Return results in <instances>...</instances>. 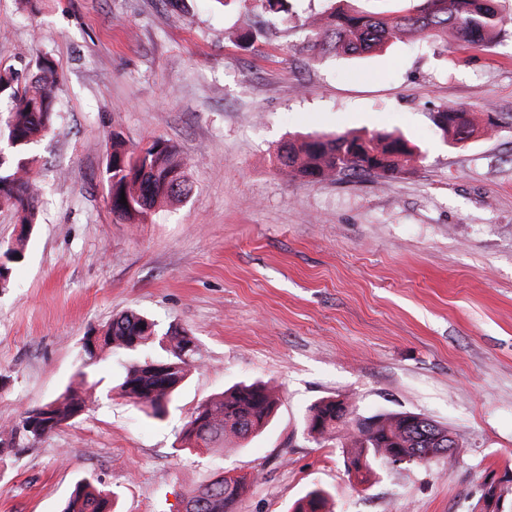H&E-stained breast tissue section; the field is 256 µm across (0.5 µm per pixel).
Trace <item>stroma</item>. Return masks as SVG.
Masks as SVG:
<instances>
[{"label": "stroma", "instance_id": "stroma-1", "mask_svg": "<svg viewBox=\"0 0 512 512\" xmlns=\"http://www.w3.org/2000/svg\"><path fill=\"white\" fill-rule=\"evenodd\" d=\"M331 5L288 0L272 19L262 0H0V65L24 78L45 55L59 73L33 148L38 222L0 289V425L60 394L84 336L122 312L199 348L160 421L115 392L122 357L97 364L88 410L0 454V512H61L85 478L118 512H183L218 471L245 479L236 512H290L314 488L333 512H480L487 476L512 471V0L485 46L441 37L316 58L307 27ZM448 104L480 134L448 145L434 124ZM347 132L404 134L422 158L390 178L280 172L289 140ZM115 133L174 144L191 194L116 221ZM254 381L280 395L262 434L176 449L201 403ZM334 396L424 415L460 446L359 483L304 429Z\"/></svg>", "mask_w": 512, "mask_h": 512}]
</instances>
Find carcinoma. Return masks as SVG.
Here are the masks:
<instances>
[{"label":"carcinoma","instance_id":"1","mask_svg":"<svg viewBox=\"0 0 512 512\" xmlns=\"http://www.w3.org/2000/svg\"><path fill=\"white\" fill-rule=\"evenodd\" d=\"M338 2L308 25V42L318 55L382 51L394 39L428 41L448 32L460 47L482 46L503 26L496 0H421L420 5L410 4L392 15L359 10L355 0ZM35 68L22 82L13 68L0 67V104L8 106L6 138L13 140L0 159V204L14 208L27 230L36 223L38 202V187L32 178L37 159L32 147L52 127V86L57 75L49 58L37 59ZM436 127L450 144L475 132L469 110L460 105L444 108ZM418 155V148L402 136L343 133L290 140L278 161L280 170L289 176L320 182L340 175H390ZM105 181L112 214L129 224L143 223L163 203L180 201L192 190L185 163L174 146L156 139L128 149L118 133L112 135ZM122 198L126 203H120ZM24 239L19 236L16 244L3 251L6 261L0 264V288L10 282V263L23 257ZM185 336V331H174L161 338L155 323L134 311L113 318L95 342L83 344V364L68 387L55 399L29 408L18 420L1 426L0 445L5 435L32 445L41 442L26 433L33 413L51 415L54 423L49 434L69 424L88 406L87 392L94 383L86 368L106 353L128 358L118 384L121 394L146 415L163 419L195 363V350L186 347ZM277 400L276 389L267 384L226 390L191 414L177 438L179 449L240 447L263 430ZM359 416L352 402L323 399L309 408L305 430L318 443L334 441L343 448L346 466L356 468L362 483L368 481L374 464L387 463L395 454L409 465H418L459 447L448 428L420 414L382 412L370 416L369 425L358 423ZM243 489V482H228L218 474L188 493L186 512H235ZM329 501L327 491L314 488L295 503L292 512H326ZM111 508V493L85 478L76 484L62 512H111Z\"/></svg>","mask_w":512,"mask_h":512}]
</instances>
